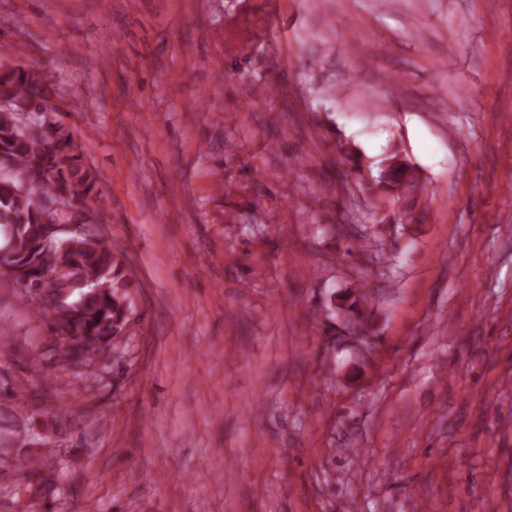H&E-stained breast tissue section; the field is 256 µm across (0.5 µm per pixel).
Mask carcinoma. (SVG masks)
Wrapping results in <instances>:
<instances>
[{"label": "carcinoma", "mask_w": 512, "mask_h": 512, "mask_svg": "<svg viewBox=\"0 0 512 512\" xmlns=\"http://www.w3.org/2000/svg\"><path fill=\"white\" fill-rule=\"evenodd\" d=\"M50 81L48 71L0 68V98L9 101L0 107V231L9 277L25 284L23 298L52 328L57 356L90 367L111 357L132 331L129 278L101 235L54 231L57 224L94 222L98 212L88 206L97 177L82 161V143L44 97ZM36 113L55 124L44 140L20 129ZM399 156L396 150L386 157L388 168L375 177L378 190L391 198L420 189L412 166L395 163ZM42 200L64 201L69 209L44 208Z\"/></svg>", "instance_id": "carcinoma-1"}]
</instances>
